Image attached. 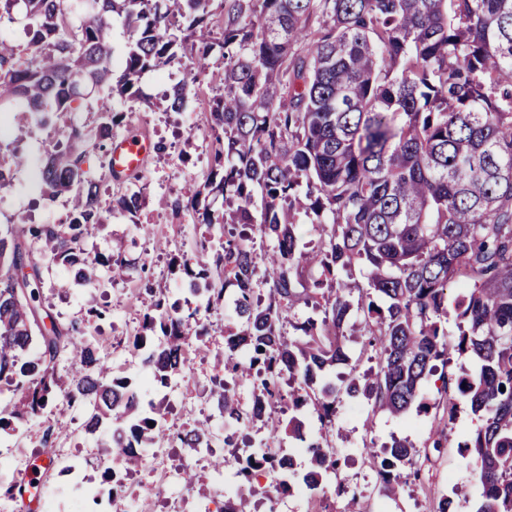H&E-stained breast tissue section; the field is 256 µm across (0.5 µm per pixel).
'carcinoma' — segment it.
Returning a JSON list of instances; mask_svg holds the SVG:
<instances>
[{
    "label": "carcinoma",
    "instance_id": "carcinoma-1",
    "mask_svg": "<svg viewBox=\"0 0 512 512\" xmlns=\"http://www.w3.org/2000/svg\"><path fill=\"white\" fill-rule=\"evenodd\" d=\"M75 12L83 23H72ZM17 15L27 44L0 38V108H22L40 127L75 110L86 83L108 87L111 97H136L140 74L179 50L189 52L193 69L191 81L168 96V109L181 111L190 82L208 68L210 19L222 20L224 92L210 107L215 167L204 186L236 208L227 216L204 208L202 221L218 238L204 239L193 261L179 263L198 304L184 315L159 300L143 315L133 344L144 352L151 383L164 388L181 373L178 354L207 335L200 311L224 302L231 287L238 327L225 338L224 376L211 391L222 415L243 429L260 421L243 412L240 377L252 378V398L277 405L279 379L297 373L292 407L312 406L323 426L342 392L404 414L436 362L448 359V283L461 281L457 350L479 361L457 383L482 421L463 444L482 487L475 512H512V0H0V19ZM116 16L131 43L115 81ZM125 119L104 105L95 138L73 123L47 151L45 199L72 195L67 227L10 224L0 233V380L22 393L0 429L52 403L88 405V431L112 425V457L128 475L140 467L131 448L163 437L160 407L144 402L137 383L112 374L97 347L82 341L81 325L34 318L46 264L74 272L63 288L93 283L98 265L115 278L127 274L120 255L91 260L85 252L104 208L82 169L88 149L110 155L112 130ZM301 186L320 228L311 248L297 228ZM141 206L138 191L112 204L132 219ZM255 237L272 242V251L258 254ZM22 254L30 269L25 295L16 293ZM355 269L386 301L359 303L353 324L375 349L377 371L361 377L352 366L338 386L326 375L350 362L344 326L352 303L336 276ZM302 306L312 314L290 322L289 340L282 322ZM35 340L40 356L22 358ZM63 351L80 369L68 381L55 368ZM265 418L271 440L305 441L300 416ZM176 440L210 447L204 426ZM385 451L389 485L416 450L395 439ZM306 452L307 470L283 472L278 494H291L297 477L307 490L324 491L336 462L318 440Z\"/></svg>",
    "mask_w": 512,
    "mask_h": 512
}]
</instances>
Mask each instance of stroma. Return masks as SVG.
Listing matches in <instances>:
<instances>
[{
  "label": "stroma",
  "mask_w": 512,
  "mask_h": 512,
  "mask_svg": "<svg viewBox=\"0 0 512 512\" xmlns=\"http://www.w3.org/2000/svg\"><path fill=\"white\" fill-rule=\"evenodd\" d=\"M189 69V58L182 57L161 70L145 73L138 84L141 98L137 101L110 99L105 91L87 87L76 114L79 123L90 129L97 124L101 104H110L127 115L116 135L139 131L160 146L134 181L143 190L137 219L112 212L84 244L91 258L121 255L128 264L127 278L113 282L104 275L96 285L63 292L57 284L67 271L54 266L44 271L40 288L45 306L58 323L85 325V340L102 346L114 374L121 377L138 379L143 374L134 358L133 340L153 299L181 306L189 300L185 276L173 268L171 260L193 257L207 233L206 226L196 223L192 212L176 206L175 201L187 184H202L214 166L207 112L223 87L224 60L220 51H213L208 70L196 84L195 97L182 111H168L165 96ZM66 131L63 120L51 133L34 125L27 113L0 110V161H9L15 151L29 158L28 166L15 171L11 183L0 188V225L67 224L70 205L66 197L52 203L41 200L38 179L48 141ZM99 310L104 313L100 319L95 316ZM205 322L206 347L192 346L186 371L153 394L162 407L166 427L173 432L192 429L204 421L214 429L224 424L210 393L211 380L223 373L224 331L236 326L237 320L230 308L220 305L206 313ZM476 368L471 354L450 351L447 363L438 365L437 376L419 390L423 410L413 409L401 416L371 410L362 398L343 394L336 400L331 426L324 428L312 408H304L306 438L326 441L336 460L337 477L328 482L324 498L312 500L313 512H439L444 501L449 512H473L481 487L474 464L460 444L478 427L479 420L462 400L456 414H449L443 380L465 377ZM86 418L87 409L82 405L63 410L49 407L29 422L0 430V512H19L9 490L31 470L39 471L43 484L39 500L31 505L33 512H204L205 507L219 506L222 491L239 481L236 449L176 446L161 465L192 469L196 475L192 488L179 482L162 493H151L155 471L143 468L127 479L120 503H113L112 484L103 476L113 466L104 449L110 432L103 428L86 433ZM396 439L414 446L421 473L416 479H401L394 492L388 493L375 458ZM220 458L225 465L218 472L213 463Z\"/></svg>",
  "instance_id": "1"
}]
</instances>
